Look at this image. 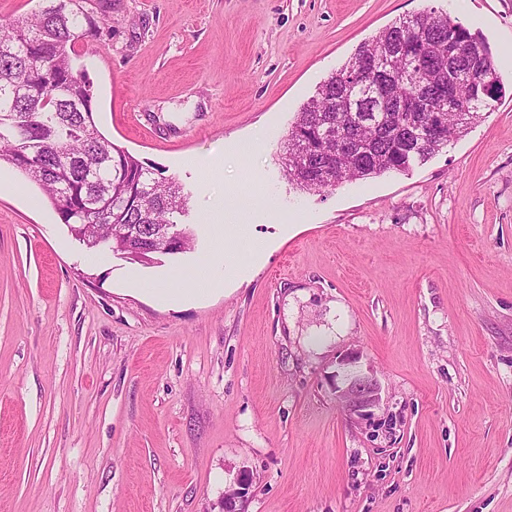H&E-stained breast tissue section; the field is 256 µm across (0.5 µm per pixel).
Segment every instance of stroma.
Returning <instances> with one entry per match:
<instances>
[{
    "label": "stroma",
    "mask_w": 512,
    "mask_h": 512,
    "mask_svg": "<svg viewBox=\"0 0 512 512\" xmlns=\"http://www.w3.org/2000/svg\"><path fill=\"white\" fill-rule=\"evenodd\" d=\"M430 8L489 43L492 111L406 171L296 189L302 106ZM109 24L75 46L96 125L181 184L194 245L93 261L0 161V512H220L242 475L245 512H512V0H112ZM207 257L222 293L129 283L175 294ZM349 352L368 421L335 396ZM357 360V356H345L337 362L336 380L339 377L342 385L336 384L335 392L350 418L365 419L374 415V410L381 405V386L370 369L352 368Z\"/></svg>",
    "instance_id": "obj_1"
}]
</instances>
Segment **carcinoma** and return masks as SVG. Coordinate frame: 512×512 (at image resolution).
Listing matches in <instances>:
<instances>
[{"label": "carcinoma", "instance_id": "obj_1", "mask_svg": "<svg viewBox=\"0 0 512 512\" xmlns=\"http://www.w3.org/2000/svg\"><path fill=\"white\" fill-rule=\"evenodd\" d=\"M88 0H39V8L0 24V160L37 184L59 220L87 249L148 262L145 243L162 224L185 211L180 186L162 169H151L108 140L94 119L92 93L74 71L71 53L87 37L102 36L85 15ZM396 19L361 43L349 60L319 86L288 130V179L299 189H333L425 161L464 133L475 119L471 106L490 109L481 74L496 69L488 42L435 10ZM452 69L446 98L430 108L418 62ZM374 89L353 84L360 68ZM352 94L374 125L354 130L339 103ZM318 165L331 158L328 178L303 173L305 159Z\"/></svg>", "mask_w": 512, "mask_h": 512}]
</instances>
